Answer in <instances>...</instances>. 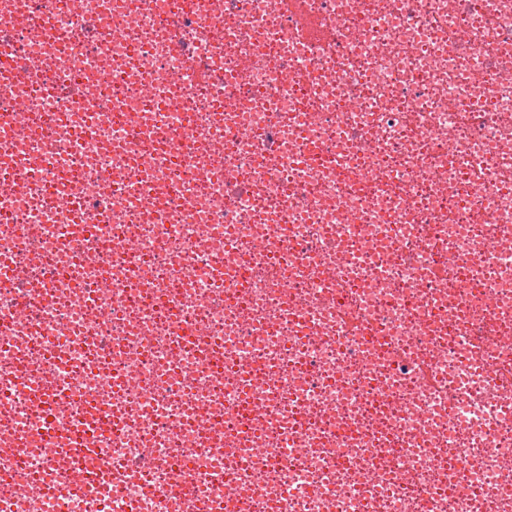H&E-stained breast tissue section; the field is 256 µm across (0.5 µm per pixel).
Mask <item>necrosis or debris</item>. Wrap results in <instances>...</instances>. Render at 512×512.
Returning a JSON list of instances; mask_svg holds the SVG:
<instances>
[{
	"instance_id": "4bbe7bcc",
	"label": "necrosis or debris",
	"mask_w": 512,
	"mask_h": 512,
	"mask_svg": "<svg viewBox=\"0 0 512 512\" xmlns=\"http://www.w3.org/2000/svg\"><path fill=\"white\" fill-rule=\"evenodd\" d=\"M300 8L0 0L7 512H512V0Z\"/></svg>"
}]
</instances>
